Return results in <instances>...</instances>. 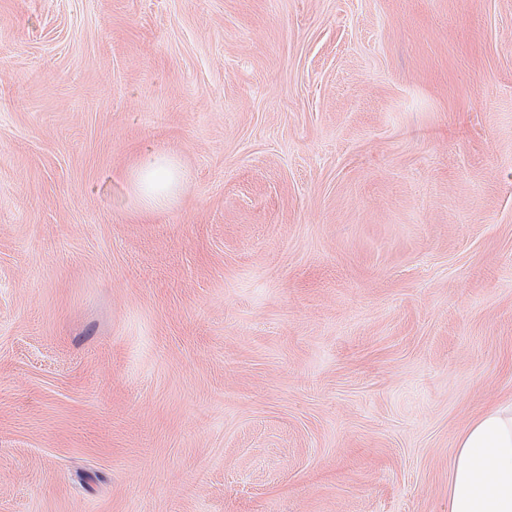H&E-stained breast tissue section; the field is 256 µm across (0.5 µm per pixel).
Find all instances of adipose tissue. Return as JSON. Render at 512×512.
<instances>
[{
	"label": "adipose tissue",
	"mask_w": 512,
	"mask_h": 512,
	"mask_svg": "<svg viewBox=\"0 0 512 512\" xmlns=\"http://www.w3.org/2000/svg\"><path fill=\"white\" fill-rule=\"evenodd\" d=\"M184 173L153 154L135 171L132 194L148 211L177 197ZM448 512H512V400L485 409L459 431L448 471Z\"/></svg>",
	"instance_id": "adipose-tissue-1"
}]
</instances>
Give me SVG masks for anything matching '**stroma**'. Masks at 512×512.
I'll use <instances>...</instances> for the list:
<instances>
[{
  "label": "stroma",
  "mask_w": 512,
  "mask_h": 512,
  "mask_svg": "<svg viewBox=\"0 0 512 512\" xmlns=\"http://www.w3.org/2000/svg\"><path fill=\"white\" fill-rule=\"evenodd\" d=\"M511 398L512 0H0V512H448ZM184 173L170 158L153 154L133 174L132 195L147 211L167 207L177 197Z\"/></svg>",
  "instance_id": "1"
}]
</instances>
